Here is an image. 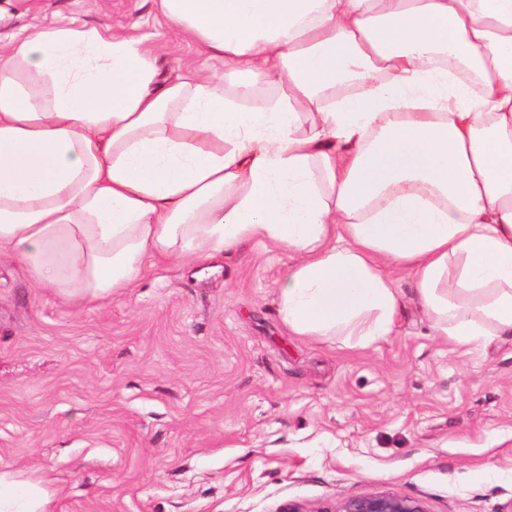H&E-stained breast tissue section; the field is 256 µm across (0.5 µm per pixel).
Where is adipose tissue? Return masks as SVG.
Instances as JSON below:
<instances>
[{
    "label": "adipose tissue",
    "instance_id": "obj_1",
    "mask_svg": "<svg viewBox=\"0 0 512 512\" xmlns=\"http://www.w3.org/2000/svg\"><path fill=\"white\" fill-rule=\"evenodd\" d=\"M222 76L51 25L0 50V257L98 300L148 261L267 242L304 338L393 336L409 269L436 335L512 337V0H160ZM382 81H373V74ZM276 85L278 98L254 94ZM0 512H52L0 472Z\"/></svg>",
    "mask_w": 512,
    "mask_h": 512
}]
</instances>
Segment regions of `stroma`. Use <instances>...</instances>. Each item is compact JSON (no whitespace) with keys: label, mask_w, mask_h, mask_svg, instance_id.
Returning <instances> with one entry per match:
<instances>
[{"label":"stroma","mask_w":512,"mask_h":512,"mask_svg":"<svg viewBox=\"0 0 512 512\" xmlns=\"http://www.w3.org/2000/svg\"><path fill=\"white\" fill-rule=\"evenodd\" d=\"M48 24L146 36L161 73L224 75L158 0H0V47ZM293 258L250 244L146 262L101 301L0 258V469L46 481L53 512H337L397 493L423 512H512V340L435 335L408 272L394 336L306 339L276 292Z\"/></svg>","instance_id":"35a3bbf8"}]
</instances>
